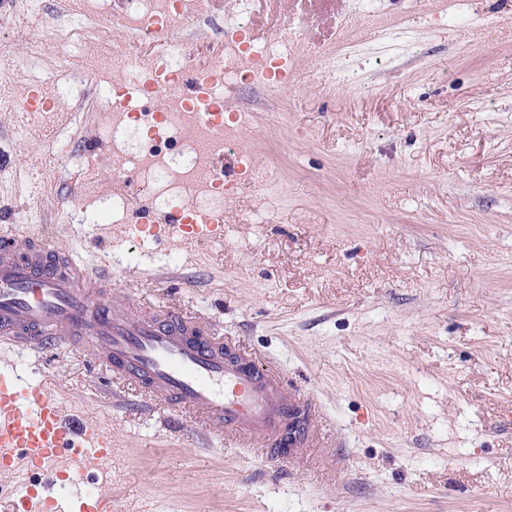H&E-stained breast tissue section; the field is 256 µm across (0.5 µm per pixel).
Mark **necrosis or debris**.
I'll use <instances>...</instances> for the list:
<instances>
[{
    "label": "necrosis or debris",
    "instance_id": "1",
    "mask_svg": "<svg viewBox=\"0 0 512 512\" xmlns=\"http://www.w3.org/2000/svg\"><path fill=\"white\" fill-rule=\"evenodd\" d=\"M254 0H229L223 32L203 44L184 39V31L211 15L205 0H113V12L131 36L124 51L99 49L84 54L71 65L64 83L50 85L47 113L72 112L76 87H94L96 97L108 105L98 128L112 142L114 177L140 180L147 205L156 213L188 209L194 213L223 214L235 186L225 183L214 169L224 150H235L244 161L241 181L254 173L249 165L252 148L238 127L243 115L225 125H207L197 107L180 92L185 72L196 65L210 66L207 105L223 110L232 93L247 87L268 86L280 64L296 55L302 43L288 26L267 36L263 43L251 40L250 16ZM39 6L27 10L25 23L13 27L9 39H26L34 57L58 55L74 35L71 29L46 31ZM112 80L96 85L102 71ZM164 90L160 111L147 103Z\"/></svg>",
    "mask_w": 512,
    "mask_h": 512
}]
</instances>
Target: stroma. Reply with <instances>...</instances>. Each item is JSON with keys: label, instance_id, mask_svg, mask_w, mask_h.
Returning a JSON list of instances; mask_svg holds the SVG:
<instances>
[{"label": "stroma", "instance_id": "obj_1", "mask_svg": "<svg viewBox=\"0 0 512 512\" xmlns=\"http://www.w3.org/2000/svg\"><path fill=\"white\" fill-rule=\"evenodd\" d=\"M79 43L48 60L11 43L18 72L48 78L86 48L129 39L111 15L78 18L43 0ZM295 23L309 53L287 84L231 97L252 165L273 173L271 222L258 185L224 211V239L133 242L77 224L74 176L96 123L76 91L49 140L11 137L0 112V215L51 228L115 289L213 321L312 401L319 445L266 459L197 439L188 417L125 393L64 346L33 362L62 403L112 429L108 466L52 495L69 506L111 489L116 512H512V6L497 0H261L254 32ZM46 172L50 193L26 177Z\"/></svg>", "mask_w": 512, "mask_h": 512}]
</instances>
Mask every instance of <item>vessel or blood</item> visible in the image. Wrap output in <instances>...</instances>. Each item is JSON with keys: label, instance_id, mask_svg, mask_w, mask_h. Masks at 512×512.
<instances>
[{"label": "vessel or blood", "instance_id": "b4317fda", "mask_svg": "<svg viewBox=\"0 0 512 512\" xmlns=\"http://www.w3.org/2000/svg\"><path fill=\"white\" fill-rule=\"evenodd\" d=\"M138 232H167L206 241L223 234L213 216L184 211ZM107 270L90 272L71 253L53 248L46 233L0 226V349L47 352L80 342L81 354L105 362L114 379L134 393L194 418L212 433L263 456L290 458L283 432L301 403L280 375L248 353L225 355L228 342L203 320L173 307L164 316L130 311V294L98 293ZM112 431L66 412L46 382H25L0 362V469L23 464L48 473L62 459L82 468L108 460ZM53 512L45 488L27 484L0 495V512ZM78 512H114L112 493L86 494Z\"/></svg>", "mask_w": 512, "mask_h": 512}]
</instances>
